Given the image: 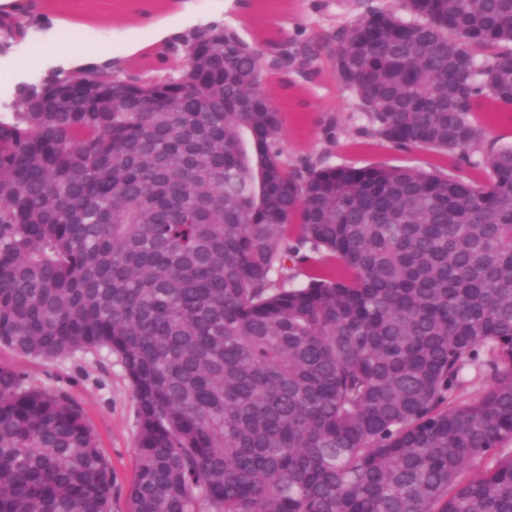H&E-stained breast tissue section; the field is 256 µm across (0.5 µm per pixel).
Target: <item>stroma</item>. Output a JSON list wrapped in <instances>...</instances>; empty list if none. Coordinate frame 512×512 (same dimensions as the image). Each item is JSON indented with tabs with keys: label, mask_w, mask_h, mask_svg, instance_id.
I'll return each mask as SVG.
<instances>
[{
	"label": "stroma",
	"mask_w": 512,
	"mask_h": 512,
	"mask_svg": "<svg viewBox=\"0 0 512 512\" xmlns=\"http://www.w3.org/2000/svg\"><path fill=\"white\" fill-rule=\"evenodd\" d=\"M187 12L168 22L165 40H157L152 29L137 16L125 14L123 0H79L89 14L109 6L108 22L78 25L79 39L65 41L62 26L43 16L25 40L36 50L37 64L16 50L0 52V104L10 103L21 84L31 82L34 67L69 66L75 49L96 47L130 63L153 66L163 41H174L194 26L236 29L246 40L254 37L288 38L298 42L313 35L331 36L337 25L351 19V0H263L250 13L236 0H189ZM141 44L130 52L131 44ZM295 86L271 87L273 102L281 112L280 144L289 164L304 167L373 164L403 168L448 169L446 158L424 149L397 150L363 143L359 128L364 120L349 93H337L332 77L317 80L295 76ZM12 364L26 374L31 385L67 394L83 410L88 426L112 465L114 487L111 512H129V492L135 465L137 437L136 405L130 385L116 355L105 349L81 351L46 363L21 357L0 348V362Z\"/></svg>",
	"instance_id": "35a3bbf8"
}]
</instances>
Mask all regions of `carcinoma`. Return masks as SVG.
I'll list each match as a JSON object with an SVG mask.
<instances>
[{"label":"carcinoma","mask_w":512,"mask_h":512,"mask_svg":"<svg viewBox=\"0 0 512 512\" xmlns=\"http://www.w3.org/2000/svg\"><path fill=\"white\" fill-rule=\"evenodd\" d=\"M354 8L328 73L361 135L452 171L288 165L253 76L322 74L320 35L196 27L188 87L92 52L0 119V346L117 355L129 512H512V145L478 120L512 110V0ZM113 484L80 407L1 362L0 512H111Z\"/></svg>","instance_id":"obj_1"}]
</instances>
